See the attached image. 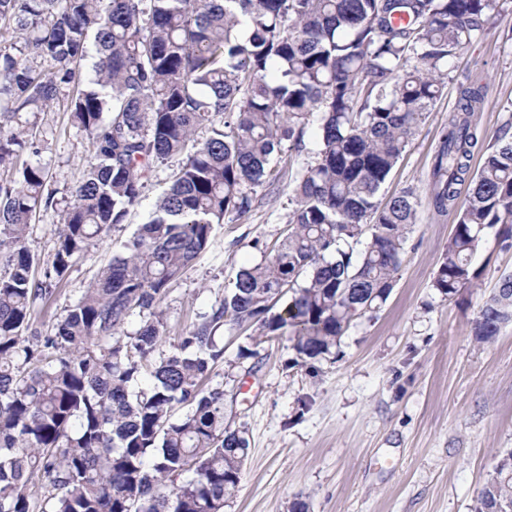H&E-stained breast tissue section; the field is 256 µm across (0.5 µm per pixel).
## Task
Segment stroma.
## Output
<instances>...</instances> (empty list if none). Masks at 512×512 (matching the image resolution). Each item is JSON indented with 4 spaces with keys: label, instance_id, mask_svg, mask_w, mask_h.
I'll return each mask as SVG.
<instances>
[{
    "label": "stroma",
    "instance_id": "1",
    "mask_svg": "<svg viewBox=\"0 0 512 512\" xmlns=\"http://www.w3.org/2000/svg\"><path fill=\"white\" fill-rule=\"evenodd\" d=\"M507 11L448 62L441 97L381 188L388 197L407 187L421 199L395 287L383 307L353 321L336 352L311 366L295 365L288 337L238 358L250 333H224V359L211 386L236 391L226 405L250 448L239 488L224 512H288L297 500L311 512H471L497 461L512 451V322L490 342H477L473 322L501 275L512 274V250H501L499 230H486L473 258L477 277L453 297L431 282L453 232V215L427 202L434 152L448 125L460 84L484 86L486 106L476 116L485 143L512 122V0ZM40 154L22 153L48 174L49 188L67 196L92 152L89 137L66 113L42 112ZM307 151L277 165L278 189H258L248 217L215 225L211 243L172 284L162 307L167 344H175L209 311L240 268L279 244L295 207L293 178L312 161ZM172 165L159 166L139 206L97 245L76 257L53 282L34 326L47 331L65 316L113 253L135 233L169 185ZM62 208L37 213L27 248L51 268Z\"/></svg>",
    "mask_w": 512,
    "mask_h": 512
}]
</instances>
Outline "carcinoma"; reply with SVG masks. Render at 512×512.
I'll return each mask as SVG.
<instances>
[{
    "mask_svg": "<svg viewBox=\"0 0 512 512\" xmlns=\"http://www.w3.org/2000/svg\"><path fill=\"white\" fill-rule=\"evenodd\" d=\"M501 0H0V113H69L94 153L70 191L52 261L121 224L156 167L171 184L53 330L30 331L49 294L25 247L57 205L36 122L0 123V512H224L249 440L208 387L222 326L287 334L301 363L333 353L354 319L389 298L420 199L381 186L448 78V61L484 31ZM416 54V63L406 57ZM92 77L78 88L81 62ZM486 89L461 86L435 156L429 205L454 213L432 288L452 297L476 278L487 228L512 226V134L483 146ZM315 160L294 179L288 234L167 353L171 285L205 252L213 226L242 218L276 182L284 150ZM209 129L204 140L196 138ZM484 148L483 164L470 158ZM468 185L465 198L460 187ZM138 328L127 326L134 314ZM512 322V275L484 301L480 342ZM512 506V452L472 512Z\"/></svg>",
    "mask_w": 512,
    "mask_h": 512,
    "instance_id": "obj_1",
    "label": "carcinoma"
}]
</instances>
